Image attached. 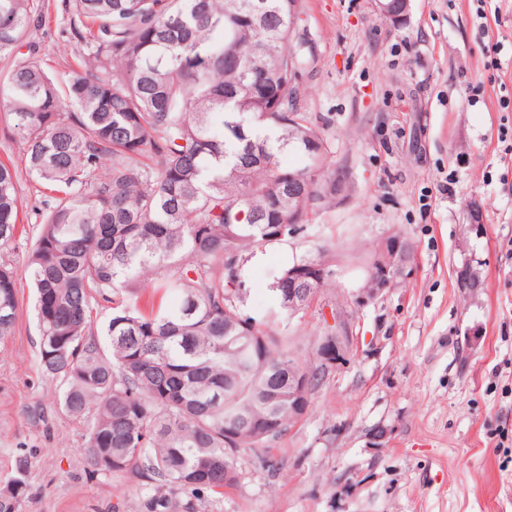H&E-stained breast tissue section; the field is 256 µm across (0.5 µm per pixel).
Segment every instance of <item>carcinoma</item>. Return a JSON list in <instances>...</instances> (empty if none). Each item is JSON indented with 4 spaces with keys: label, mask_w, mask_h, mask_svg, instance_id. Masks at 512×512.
I'll list each match as a JSON object with an SVG mask.
<instances>
[{
    "label": "carcinoma",
    "mask_w": 512,
    "mask_h": 512,
    "mask_svg": "<svg viewBox=\"0 0 512 512\" xmlns=\"http://www.w3.org/2000/svg\"><path fill=\"white\" fill-rule=\"evenodd\" d=\"M68 11L80 51L60 83L38 36L45 5L0 0V123L20 134L24 162L0 160V341L20 318L8 253L24 171L42 187L26 264L38 367L86 424L93 472L140 477L147 512H167L175 491L232 485L244 451L277 464L290 424L288 382L275 378L291 353L269 322L294 315L288 270H334L336 253L282 267L264 319L244 310L241 270L336 202V171L297 108L300 0H69ZM286 152L302 164L284 165ZM29 489L20 456L0 512H22Z\"/></svg>",
    "instance_id": "1"
}]
</instances>
